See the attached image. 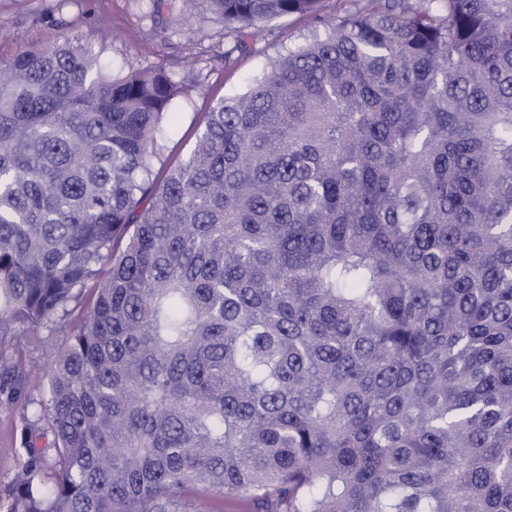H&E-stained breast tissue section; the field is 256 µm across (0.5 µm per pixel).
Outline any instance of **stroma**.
Listing matches in <instances>:
<instances>
[{
    "label": "stroma",
    "mask_w": 512,
    "mask_h": 512,
    "mask_svg": "<svg viewBox=\"0 0 512 512\" xmlns=\"http://www.w3.org/2000/svg\"><path fill=\"white\" fill-rule=\"evenodd\" d=\"M182 7V0H167L151 19L146 0H0V58L72 33L99 54L113 74L164 68L184 86L171 106L177 122L162 151L164 160L173 162L194 147L203 118L214 104L246 90L270 59L319 27L316 20L295 15L265 23L251 31L228 67L223 24L204 13L190 15L184 26H176L173 19ZM20 413V404L0 403L2 485L18 465Z\"/></svg>",
    "instance_id": "stroma-1"
}]
</instances>
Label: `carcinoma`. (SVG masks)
I'll return each mask as SVG.
<instances>
[{"mask_svg":"<svg viewBox=\"0 0 512 512\" xmlns=\"http://www.w3.org/2000/svg\"><path fill=\"white\" fill-rule=\"evenodd\" d=\"M188 2L324 35L175 164L164 69L0 59V512H512V0ZM61 339V336H56L52 340H46L43 336H29L24 352L26 355L27 369L32 382L40 381L44 378L48 366V355ZM20 404H12L2 397L0 403V484H7L18 465L16 448H20ZM186 512H247L248 506L243 502L224 500L218 494L188 495L177 506Z\"/></svg>","mask_w":512,"mask_h":512,"instance_id":"obj_1","label":"carcinoma"}]
</instances>
